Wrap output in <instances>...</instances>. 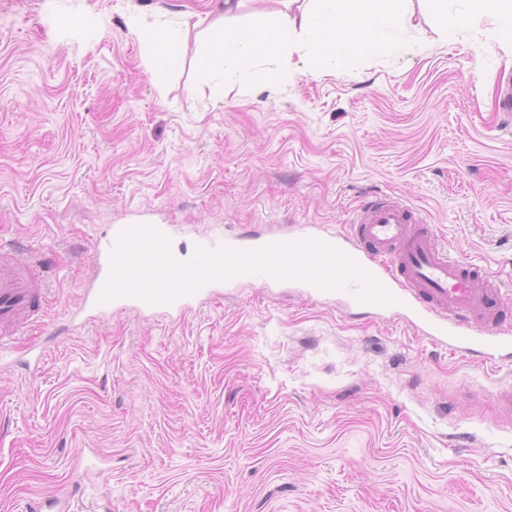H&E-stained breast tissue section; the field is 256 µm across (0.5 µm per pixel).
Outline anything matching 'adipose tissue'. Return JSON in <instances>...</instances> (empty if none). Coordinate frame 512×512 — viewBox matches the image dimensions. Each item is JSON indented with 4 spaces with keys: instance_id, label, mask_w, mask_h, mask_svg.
<instances>
[{
    "instance_id": "adipose-tissue-1",
    "label": "adipose tissue",
    "mask_w": 512,
    "mask_h": 512,
    "mask_svg": "<svg viewBox=\"0 0 512 512\" xmlns=\"http://www.w3.org/2000/svg\"><path fill=\"white\" fill-rule=\"evenodd\" d=\"M405 21L404 0H309L296 12H283L262 32L225 31L220 22L207 27L200 52L204 71L234 73L251 68L256 57L267 65L256 77L266 86L284 76L336 69L346 57L385 48L384 35ZM151 70L163 72L178 60L179 34L160 25L140 31Z\"/></svg>"
}]
</instances>
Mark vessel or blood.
Here are the masks:
<instances>
[{
  "mask_svg": "<svg viewBox=\"0 0 512 512\" xmlns=\"http://www.w3.org/2000/svg\"><path fill=\"white\" fill-rule=\"evenodd\" d=\"M353 232L340 238L310 230L263 239L230 237L220 233L199 239L197 248L216 251H257L272 245L313 240L332 247L374 278L390 295L387 303L364 302L361 284L348 280L338 288H323L308 280L300 285L308 294L342 298L374 314L396 316L411 323L433 342L494 364L512 351V332L504 330L501 313L512 306V290L503 287L482 266L455 259L440 247L431 224L410 205L398 200L369 203L352 220ZM125 227L113 225L95 252L96 273L84 303L98 312L117 305L141 312L185 313L198 297L211 293L215 280L166 302H150L136 295L104 299L112 273V254ZM41 262L32 246L0 238V334L6 335L35 314L34 304L44 297Z\"/></svg>",
  "mask_w": 512,
  "mask_h": 512,
  "instance_id": "1",
  "label": "vessel or blood"
}]
</instances>
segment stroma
<instances>
[{"mask_svg": "<svg viewBox=\"0 0 512 512\" xmlns=\"http://www.w3.org/2000/svg\"><path fill=\"white\" fill-rule=\"evenodd\" d=\"M282 9L242 0L224 26ZM408 9L395 50L270 88L202 71L209 0H0V236L51 288L0 355V512H512L510 359L288 285L79 310L113 225H172L188 258L216 224L350 234L380 193L512 284V47L492 16L449 39ZM162 17L179 62L156 79L138 32Z\"/></svg>", "mask_w": 512, "mask_h": 512, "instance_id": "obj_1", "label": "stroma"}]
</instances>
